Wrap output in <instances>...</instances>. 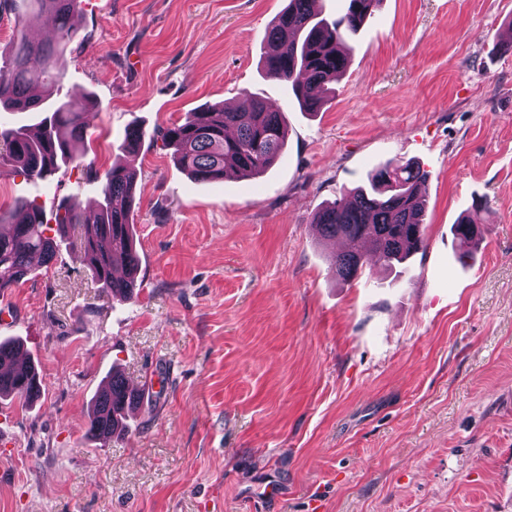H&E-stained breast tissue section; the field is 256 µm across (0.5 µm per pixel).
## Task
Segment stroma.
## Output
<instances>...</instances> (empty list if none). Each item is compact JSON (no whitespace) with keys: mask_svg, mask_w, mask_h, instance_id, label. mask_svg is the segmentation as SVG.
I'll use <instances>...</instances> for the list:
<instances>
[{"mask_svg":"<svg viewBox=\"0 0 512 512\" xmlns=\"http://www.w3.org/2000/svg\"><path fill=\"white\" fill-rule=\"evenodd\" d=\"M287 4L80 0L63 85L98 109L76 152L136 171L139 288L109 300L70 229L0 293V340L43 380L0 399V512H512V0H380L314 113L261 66ZM249 96L282 112L281 159L195 181L157 129ZM391 160L428 173L426 247L340 283L313 216ZM74 194L100 198L80 168L0 163L2 214ZM476 201L490 230L463 264ZM115 370L140 403L104 446L85 431ZM480 208L475 209L474 214H467L461 216L456 224H453V234L459 241L462 247H466L462 253L459 254V261L465 263L466 259L470 258L471 248L478 244L483 237V231L488 232V226H485L482 231L480 226V218L478 213Z\"/></svg>","mask_w":512,"mask_h":512,"instance_id":"1","label":"stroma"}]
</instances>
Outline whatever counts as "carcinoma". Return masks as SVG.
<instances>
[{
  "label": "carcinoma",
  "mask_w": 512,
  "mask_h": 512,
  "mask_svg": "<svg viewBox=\"0 0 512 512\" xmlns=\"http://www.w3.org/2000/svg\"><path fill=\"white\" fill-rule=\"evenodd\" d=\"M29 2L55 39L35 44L19 30L0 64V109L38 112L40 120L35 131L27 125L0 126V144L6 148V161L18 173L44 180L77 161L76 144L86 136L93 99L82 89L65 91L61 84L60 59L81 29L77 0ZM346 2L345 13L331 20L313 10L315 0H288L263 36L265 75L288 83L306 112H318L324 106L328 85L348 66L347 37L360 29L380 0ZM160 134L165 145L175 148L193 179L211 182L230 173L254 177L267 172L282 156L287 129L282 113L253 100L243 111L211 106L192 112ZM145 136L142 127H128L119 150L128 157L137 155ZM83 173L101 185L93 220L85 217L82 203L73 196L49 215L33 201H20L9 222L0 224V292L27 277L33 259L44 264L54 259L58 243L47 234L53 221L59 233L69 224L82 225L81 249L93 276L107 295L119 300L131 297L140 266L131 217L136 173L117 163L103 173L91 166ZM427 179V172L414 163L389 162L369 175L367 186L315 214L313 224L321 237L349 243V249L332 259L336 278L346 283L357 279L371 255L390 267L424 248ZM478 212L477 208L453 225L454 236L465 247L459 254L462 263L483 237ZM41 390L38 368L31 360L24 368L0 374V398L29 402ZM137 394L122 375L112 374L92 402L87 434L103 444L111 441L112 434L125 428Z\"/></svg>",
  "instance_id": "carcinoma-1"
}]
</instances>
